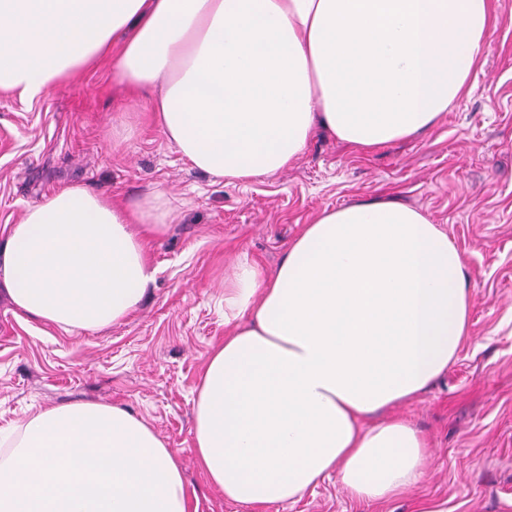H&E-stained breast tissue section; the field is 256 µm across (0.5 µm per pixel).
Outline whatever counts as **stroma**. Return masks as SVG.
Listing matches in <instances>:
<instances>
[{
  "instance_id": "obj_1",
  "label": "stroma",
  "mask_w": 512,
  "mask_h": 512,
  "mask_svg": "<svg viewBox=\"0 0 512 512\" xmlns=\"http://www.w3.org/2000/svg\"><path fill=\"white\" fill-rule=\"evenodd\" d=\"M491 30L469 92L426 133L360 152L319 131L288 169L246 181L186 161L111 62L31 102L0 92V241L29 205L74 185L128 205L161 191L179 213L151 242L156 278L119 324L70 335L0 297V429L50 406L119 405L176 451L197 512H251L210 486L193 439L195 387L224 339V278L243 254L273 270L323 210L392 199L463 254L471 314L454 363L400 408L432 464L378 512H512V0H500ZM264 512L377 511L330 477Z\"/></svg>"
}]
</instances>
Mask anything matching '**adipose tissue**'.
<instances>
[{"mask_svg": "<svg viewBox=\"0 0 512 512\" xmlns=\"http://www.w3.org/2000/svg\"><path fill=\"white\" fill-rule=\"evenodd\" d=\"M495 0H0V92H48L111 58L193 167L230 181L283 169L317 130L360 151L427 132L468 88ZM164 193L132 207L72 186L0 244V292L65 333L121 323L154 281L144 240ZM462 254L389 200L325 210L273 271L224 279L223 343L195 399L197 461L226 501L263 508L337 476L366 505L431 462L398 406L468 336ZM0 512H190L175 451L126 408H46L0 432Z\"/></svg>", "mask_w": 512, "mask_h": 512, "instance_id": "obj_1", "label": "adipose tissue"}]
</instances>
